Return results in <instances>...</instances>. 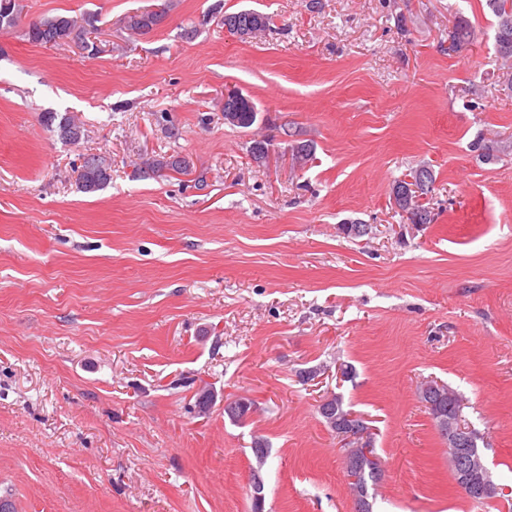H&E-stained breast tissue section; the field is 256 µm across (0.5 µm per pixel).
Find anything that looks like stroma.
I'll return each mask as SVG.
<instances>
[{
  "instance_id": "obj_1",
  "label": "stroma",
  "mask_w": 512,
  "mask_h": 512,
  "mask_svg": "<svg viewBox=\"0 0 512 512\" xmlns=\"http://www.w3.org/2000/svg\"><path fill=\"white\" fill-rule=\"evenodd\" d=\"M20 4L23 28L99 22L93 55L0 32V497L15 512H251L260 435L265 512H353L318 411L338 393L372 429L373 512H512V150L474 148L512 143V93L493 86L485 0ZM157 6L162 24L127 29ZM243 9L269 29L227 31ZM461 18L477 37L452 54ZM233 88L264 124L225 122ZM47 112L73 114L81 139ZM88 155L112 168L96 193L78 186ZM171 155L186 171L140 178ZM423 166L435 220L412 224L391 191ZM353 221L368 234L342 233ZM432 379L481 437L499 489L484 504L418 399ZM239 396L255 409L234 422L223 401ZM43 119L46 127L51 131L57 129L59 137L66 142H75L82 135L81 126L76 124L74 117L68 113L59 116L57 112H47L44 113Z\"/></svg>"
}]
</instances>
